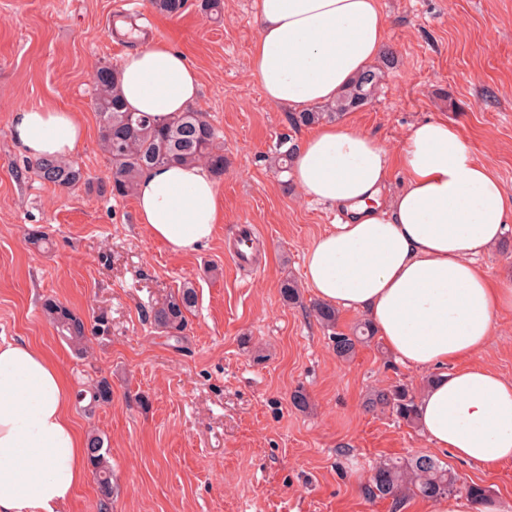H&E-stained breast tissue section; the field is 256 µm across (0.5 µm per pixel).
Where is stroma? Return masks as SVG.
<instances>
[{"label": "stroma", "mask_w": 512, "mask_h": 512, "mask_svg": "<svg viewBox=\"0 0 512 512\" xmlns=\"http://www.w3.org/2000/svg\"><path fill=\"white\" fill-rule=\"evenodd\" d=\"M200 0L178 17L144 0L145 34L182 51L205 112L224 146L216 184L222 215L213 239L180 255L138 221L134 196L99 192L111 171L99 145L91 75L121 65L143 40L114 36L125 0H0V337L46 351L72 393L100 379L112 400L73 402L83 433L103 437L112 465L109 512H430L431 500L368 499L372 469L389 459L436 453L468 485L512 512V461L494 467L434 451L421 429L365 406L375 389L423 390L427 373L396 363L381 338L336 356L314 316L305 279L315 238L337 208L304 198L270 159L311 134L262 95L250 72L260 24L257 0H223L220 20ZM386 49L395 61L375 97L342 122L396 151L408 127L444 117L512 197V0H379ZM77 112L87 136L72 159L85 183L63 189L35 177L12 135L17 108ZM258 228L248 266L230 259L243 225ZM47 249H30V230ZM294 280L297 304L282 300ZM198 300L180 337L159 330L151 312L183 286ZM53 297L85 321L105 315L111 333L76 355L42 312ZM512 381V310L495 319L476 358ZM303 391L306 410L290 397Z\"/></svg>", "instance_id": "35a3bbf8"}]
</instances>
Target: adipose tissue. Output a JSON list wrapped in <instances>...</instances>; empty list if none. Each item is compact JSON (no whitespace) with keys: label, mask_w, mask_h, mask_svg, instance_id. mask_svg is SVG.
I'll list each match as a JSON object with an SVG mask.
<instances>
[{"label":"adipose tissue","mask_w":512,"mask_h":512,"mask_svg":"<svg viewBox=\"0 0 512 512\" xmlns=\"http://www.w3.org/2000/svg\"><path fill=\"white\" fill-rule=\"evenodd\" d=\"M259 12L250 71L268 102L292 112L334 101L386 45L379 0H259ZM121 90L131 111L166 119L193 105L199 79L183 53L151 43L123 61ZM12 135L29 157L66 158L85 127L65 109L21 108ZM398 155L404 183L391 194L390 153L361 130L325 124L295 147V185L347 216L311 245L307 283L365 314L398 362L432 373L419 425L433 448L483 466L511 461L512 381L448 364L479 355L497 313L512 309V283L491 286L479 264L512 223V199L448 120L411 124ZM136 204L176 254L196 252L221 218L217 186L197 164L147 172ZM86 442L60 369L0 337V512H61L87 475Z\"/></svg>","instance_id":"obj_1"}]
</instances>
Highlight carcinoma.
Wrapping results in <instances>:
<instances>
[{"mask_svg":"<svg viewBox=\"0 0 512 512\" xmlns=\"http://www.w3.org/2000/svg\"><path fill=\"white\" fill-rule=\"evenodd\" d=\"M150 2L156 11L167 16H178L187 8L188 0ZM389 63V56L383 55L382 64L362 71L334 101L293 114L292 125L310 126L337 121L345 113L365 106L379 90L385 76L384 67ZM92 81L100 145L111 163L109 187L112 196L127 197L133 194L139 178L146 171L170 164H203L212 175H224V149L216 143V133L205 113L189 109L159 121L146 112L128 110L121 95L120 69L100 66L93 72ZM32 168L39 178L62 188H70L84 181L79 165L66 158L36 159L32 162ZM196 304V290L183 287L152 311V319L162 331L179 336L187 325L186 313ZM42 311L58 335L80 353L87 350L90 337L105 336L110 332L107 318L99 316L89 326L81 316L53 298L44 300ZM313 311L322 324L333 330V350L338 357H351L357 345L368 343L375 337V329L368 321L358 323L348 333L336 330L337 310L330 304L319 303ZM79 398L90 399L92 407L108 403L112 400V386L102 379L91 391L79 393ZM368 404L372 408L379 406L390 410L397 419L407 424H415L419 420L417 396L403 385L373 391ZM87 458L97 483L100 505L106 512L114 493L112 467L104 448V439L95 433L87 437ZM457 482V474L444 462L424 454L375 466L365 494L372 499L391 497L397 504L406 495L435 500L454 493Z\"/></svg>","mask_w":512,"mask_h":512,"instance_id":"cac0c4a2","label":"carcinoma"}]
</instances>
